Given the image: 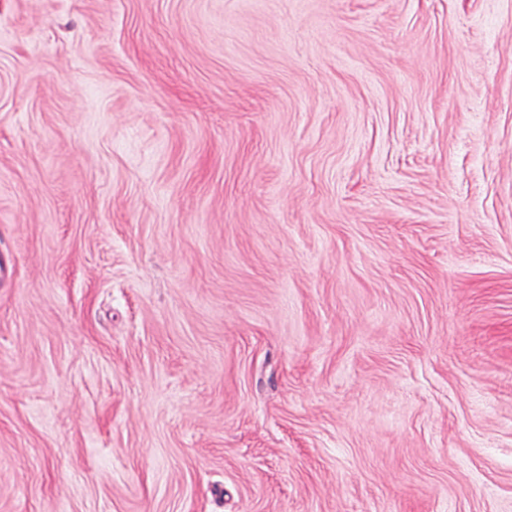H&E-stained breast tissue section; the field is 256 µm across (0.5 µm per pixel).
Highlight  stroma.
Instances as JSON below:
<instances>
[{
  "label": "stroma",
  "instance_id": "obj_1",
  "mask_svg": "<svg viewBox=\"0 0 512 512\" xmlns=\"http://www.w3.org/2000/svg\"><path fill=\"white\" fill-rule=\"evenodd\" d=\"M0 512H512V0H0Z\"/></svg>",
  "mask_w": 512,
  "mask_h": 512
}]
</instances>
